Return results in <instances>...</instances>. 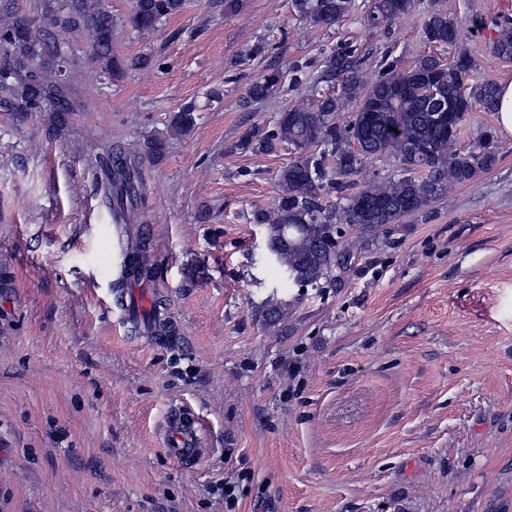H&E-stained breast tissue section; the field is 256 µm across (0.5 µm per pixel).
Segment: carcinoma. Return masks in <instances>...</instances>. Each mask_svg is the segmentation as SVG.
I'll list each match as a JSON object with an SVG mask.
<instances>
[{
    "label": "carcinoma",
    "mask_w": 512,
    "mask_h": 512,
    "mask_svg": "<svg viewBox=\"0 0 512 512\" xmlns=\"http://www.w3.org/2000/svg\"><path fill=\"white\" fill-rule=\"evenodd\" d=\"M350 4L351 0H295L297 11L314 26L336 24ZM412 5L413 0H372L365 22L376 28L409 13ZM185 6L186 0H133L121 25L148 35L162 19ZM496 25L500 31L493 54L512 59V18ZM74 33L89 41L88 64L102 77L114 79L129 68L149 64L147 55L129 60L113 54L112 12L105 0H43L40 19L14 11L0 27V46L6 54L0 64L1 108L14 113L19 121L47 112L51 130L65 127L74 111L69 84L73 60L65 50V37ZM424 33L431 44L457 48L456 57L445 63L423 53L409 69L392 70L367 84L350 53L333 52L325 67L331 76L344 77L340 93L325 94L316 84L307 85V102L289 107L266 129L249 132L240 140L238 147L245 151L270 152L282 143L296 151L279 175L273 211L254 215L256 223L267 225L268 242L289 281L307 276L319 285L344 272L351 252L336 239L337 225L350 224L367 235L380 224H397L494 164L493 155L474 150L462 154L456 143L465 116L474 106L487 112L497 110V85L483 82L464 88L472 60L460 49L461 33L448 15L431 14ZM425 75L436 77L437 98L453 109L452 129L446 132L438 129L437 98L426 92ZM283 82V72L271 69L250 85L247 98H271ZM350 102L356 109L344 122L339 119L340 112ZM194 112V105L182 106L172 115L170 128L178 134L190 131ZM166 152V139L149 136L133 156L116 148L102 157L99 188L114 223L133 218L144 199L143 160L158 164ZM380 157L397 162L402 174L362 185L336 209L324 204L322 191L336 188L339 178L357 173L360 160ZM154 278L150 234L141 230L126 253L121 278L114 284L115 304L123 306L127 282ZM284 307L285 303L273 297L266 301L263 314L268 325L281 320ZM166 311V300L155 294L151 316L158 332L166 325Z\"/></svg>",
    "instance_id": "carcinoma-1"
}]
</instances>
